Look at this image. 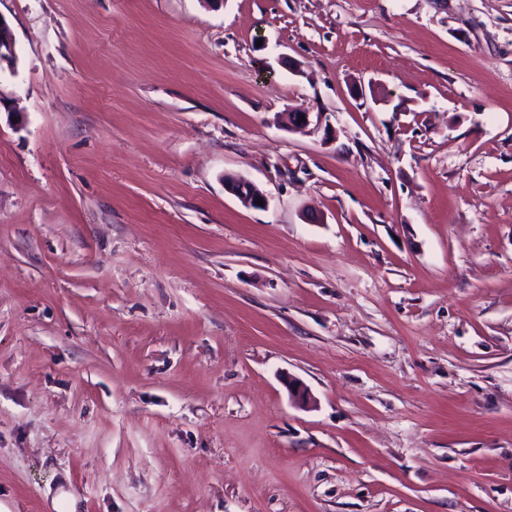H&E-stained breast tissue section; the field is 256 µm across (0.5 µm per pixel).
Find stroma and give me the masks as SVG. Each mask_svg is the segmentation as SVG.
<instances>
[{"mask_svg":"<svg viewBox=\"0 0 512 512\" xmlns=\"http://www.w3.org/2000/svg\"><path fill=\"white\" fill-rule=\"evenodd\" d=\"M0 16V512H512V0ZM3 62L15 67L18 63V54L10 26L6 19L0 16V69ZM224 189L235 196L245 207L266 208L267 195L260 191L252 182L233 175L224 176ZM262 199L263 206L256 205L255 200Z\"/></svg>","mask_w":512,"mask_h":512,"instance_id":"35a3bbf8","label":"stroma"}]
</instances>
